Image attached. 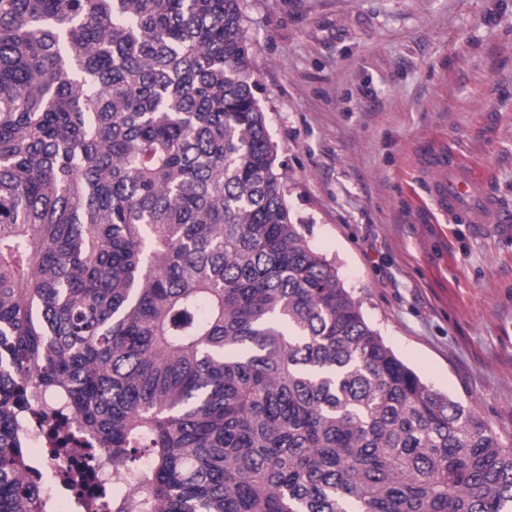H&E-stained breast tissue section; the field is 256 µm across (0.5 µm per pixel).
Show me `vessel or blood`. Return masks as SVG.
Instances as JSON below:
<instances>
[{
    "instance_id": "vessel-or-blood-1",
    "label": "vessel or blood",
    "mask_w": 512,
    "mask_h": 512,
    "mask_svg": "<svg viewBox=\"0 0 512 512\" xmlns=\"http://www.w3.org/2000/svg\"><path fill=\"white\" fill-rule=\"evenodd\" d=\"M437 177L430 197L436 210L454 224H469L479 232L499 220L497 200L488 192L474 170L455 154L435 152L432 158Z\"/></svg>"
}]
</instances>
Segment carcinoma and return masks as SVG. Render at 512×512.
Returning a JSON list of instances; mask_svg holds the SVG:
<instances>
[{
    "instance_id": "obj_1",
    "label": "carcinoma",
    "mask_w": 512,
    "mask_h": 512,
    "mask_svg": "<svg viewBox=\"0 0 512 512\" xmlns=\"http://www.w3.org/2000/svg\"><path fill=\"white\" fill-rule=\"evenodd\" d=\"M242 0H0V512L68 395L131 512H512V442L293 221Z\"/></svg>"
}]
</instances>
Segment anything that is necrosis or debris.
I'll return each instance as SVG.
<instances>
[{
    "instance_id": "obj_1",
    "label": "necrosis or debris",
    "mask_w": 512,
    "mask_h": 512,
    "mask_svg": "<svg viewBox=\"0 0 512 512\" xmlns=\"http://www.w3.org/2000/svg\"><path fill=\"white\" fill-rule=\"evenodd\" d=\"M66 410L55 397H43L39 406L24 409L18 428L38 466L52 475L49 496L65 502L67 512H114L112 500L128 498L136 488L122 478L118 468L105 461L87 468L92 440L74 424L61 422Z\"/></svg>"
}]
</instances>
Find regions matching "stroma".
<instances>
[{
    "mask_svg": "<svg viewBox=\"0 0 512 512\" xmlns=\"http://www.w3.org/2000/svg\"><path fill=\"white\" fill-rule=\"evenodd\" d=\"M288 206L386 342L512 433V0H243ZM443 143L506 220L430 203Z\"/></svg>",
    "mask_w": 512,
    "mask_h": 512,
    "instance_id": "35a3bbf8",
    "label": "stroma"
}]
</instances>
